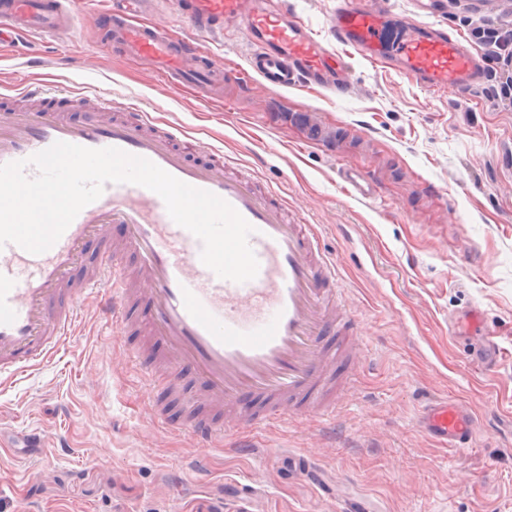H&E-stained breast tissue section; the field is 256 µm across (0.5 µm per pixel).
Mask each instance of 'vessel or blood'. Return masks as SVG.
I'll return each mask as SVG.
<instances>
[{"label": "vessel or blood", "mask_w": 512, "mask_h": 512, "mask_svg": "<svg viewBox=\"0 0 512 512\" xmlns=\"http://www.w3.org/2000/svg\"><path fill=\"white\" fill-rule=\"evenodd\" d=\"M151 0H113L98 14L109 47L134 58L165 83H193L202 99L259 83L270 90L297 85L335 86L344 92L347 64L296 14L290 0H172L188 33L173 40L170 26L142 24ZM387 0H336V40L372 66L395 71L430 91L480 86L482 59L459 34L418 18L402 20L393 48L381 35L391 15ZM78 0H0V45L16 36L70 33ZM244 33L247 69L226 74L224 59L202 36ZM79 119L62 109L0 116V164L22 160L62 141L92 149L118 148L146 158L177 179L216 194L254 228L249 244L257 276L245 283L218 278L201 261V242L169 216L161 197L135 184H109L84 207L58 242L35 255L9 243L0 248V375L14 376L52 359L70 335L80 304L94 300L120 334L144 327L160 340V369L146 380L175 391L186 380L198 388L181 429L202 448L225 432H259L295 416L302 403L329 388L340 348L360 341L353 313L343 303L336 262L321 249L315 225L289 219L288 206L254 176L234 172L223 151L171 128L150 131L143 109L104 120L109 104L94 96ZM345 192L371 198V170L338 171ZM101 252L81 279L70 273L90 244ZM417 424L439 444L459 451L473 438L468 409L448 398L424 405Z\"/></svg>", "instance_id": "obj_1"}]
</instances>
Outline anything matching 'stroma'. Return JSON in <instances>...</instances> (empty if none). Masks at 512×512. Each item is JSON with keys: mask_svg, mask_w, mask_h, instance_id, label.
<instances>
[{"mask_svg": "<svg viewBox=\"0 0 512 512\" xmlns=\"http://www.w3.org/2000/svg\"><path fill=\"white\" fill-rule=\"evenodd\" d=\"M327 49L347 57L349 89L289 91L291 115L269 111L270 90L203 104L164 87L96 36L109 0H85L67 44L22 36L0 47V94L20 83L135 101L254 170L301 208L335 257L366 336V361L329 416L230 433L202 449L177 429L181 397L163 394L168 425L145 413L137 366L114 354L112 325L81 306L52 361L0 375V512H512V107L497 84L441 93L373 68L337 43L336 0H293ZM425 22L470 37L512 27V0H446ZM336 138L324 152L307 109ZM371 169L378 196L339 185L341 165ZM474 414L471 448H443L420 431L427 402Z\"/></svg>", "mask_w": 512, "mask_h": 512, "instance_id": "1", "label": "stroma"}]
</instances>
